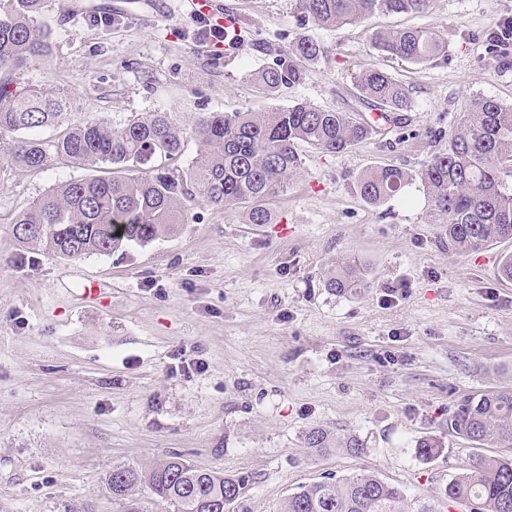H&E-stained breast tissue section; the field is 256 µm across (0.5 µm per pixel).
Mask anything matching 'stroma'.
<instances>
[{
	"label": "stroma",
	"instance_id": "obj_1",
	"mask_svg": "<svg viewBox=\"0 0 512 512\" xmlns=\"http://www.w3.org/2000/svg\"><path fill=\"white\" fill-rule=\"evenodd\" d=\"M213 2L242 20L232 53L188 38L186 0H45L37 24L53 52L16 80L67 93L73 123L165 111L186 125L296 101L351 112L370 67L409 85L412 106L347 153L305 150L275 223L197 198L176 232L110 256L60 259L12 236L18 213L89 169H0V512H122L106 488L113 466L146 469L173 453L248 476L235 512H276L300 485L365 471L438 500L470 455L448 431L449 410L512 387V282L497 277L512 241L455 253L420 183L377 206L355 189L377 166L417 173L467 99L512 103V57L491 58L484 41L512 0H431L420 14L330 28L294 0ZM104 6L109 27L89 20ZM402 27L441 30L447 59L411 65L372 49L373 33ZM301 36L324 56L300 84L263 94L254 73ZM337 259L358 263L367 287L325 288ZM87 280L98 299L83 297ZM403 282L405 295L384 301ZM178 356L193 370H175ZM314 427L362 449H308ZM424 440L436 454L420 455Z\"/></svg>",
	"mask_w": 512,
	"mask_h": 512
}]
</instances>
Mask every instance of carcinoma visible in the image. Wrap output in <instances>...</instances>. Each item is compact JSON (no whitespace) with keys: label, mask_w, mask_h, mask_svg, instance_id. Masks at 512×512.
Here are the masks:
<instances>
[{"label":"carcinoma","mask_w":512,"mask_h":512,"mask_svg":"<svg viewBox=\"0 0 512 512\" xmlns=\"http://www.w3.org/2000/svg\"><path fill=\"white\" fill-rule=\"evenodd\" d=\"M0 12V158L9 165L42 169L51 157L109 176H90L53 187L12 220L18 244H37L63 259L123 253L146 246L185 223V202L199 197L214 207L248 205L249 223H272V201L302 169L299 146L328 154L347 152L367 140L375 126L343 111L296 102L269 112H202L190 134L200 145L187 169L154 165L176 159L184 131L169 112H147L119 125L93 119L66 128L54 141L35 132L67 122L69 98L44 84L17 86L16 72L32 68L53 49L50 34L35 25L44 0H7ZM297 9L321 27L352 24L376 14L422 13L429 0H296ZM512 18L489 34L506 45ZM378 53L420 65L448 56V37L433 28L377 32ZM324 48L314 39L289 42L273 67L255 73L260 90L273 95L300 83L306 66ZM358 98L367 106L396 114L411 106L409 87L374 67L357 80ZM420 180L430 201L431 223L440 242L457 253L479 252L512 240V104L473 97L461 109L458 131L415 175L396 166L372 168L356 181L360 197L378 205ZM325 287L334 292L366 287L356 264L336 263ZM448 431L471 448L512 449V387L485 390L457 401ZM308 448H362L353 436L338 438L325 429L306 432ZM248 479L203 470L172 454L148 469L118 465L106 479L112 500L134 507L133 492L146 485L177 512H226L242 495ZM451 502L471 501L473 512H512V456L473 454L465 472L445 487ZM280 512H440L435 502L410 499L372 472L329 477L297 488Z\"/></svg>","instance_id":"cac0c4a2"}]
</instances>
